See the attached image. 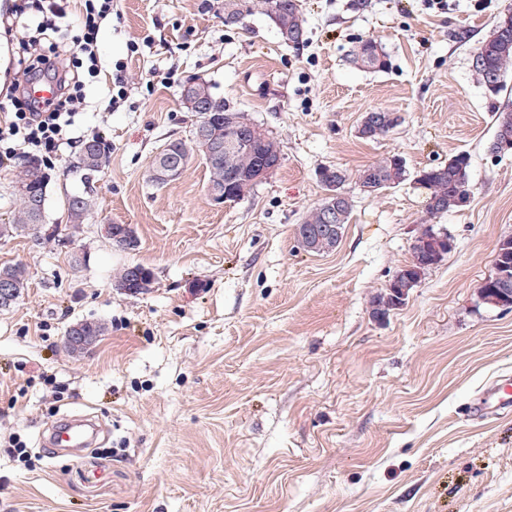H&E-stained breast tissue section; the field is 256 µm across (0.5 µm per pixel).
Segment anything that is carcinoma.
I'll use <instances>...</instances> for the list:
<instances>
[{
	"label": "carcinoma",
	"instance_id": "obj_1",
	"mask_svg": "<svg viewBox=\"0 0 512 512\" xmlns=\"http://www.w3.org/2000/svg\"><path fill=\"white\" fill-rule=\"evenodd\" d=\"M250 0H224V26L235 27L243 23L252 14L246 9ZM474 56L475 69L480 81L492 95H498L507 88L506 77L512 69V14H506L496 22L488 39L477 48ZM351 62L366 71L382 72L389 68V59L383 48L372 38L361 39L352 51ZM194 96L208 105L213 117V132L224 139V111L229 105L216 97L211 86L200 79L193 85ZM497 130L495 139L512 140V110L505 108L496 114ZM391 132L390 125L384 120L369 119L359 130L361 137L377 139ZM96 149L92 161H87L83 152H78L77 169L82 174L86 191L74 194L68 199L69 227L73 230L84 223L93 207L90 179L100 173L110 153V145L100 139H92ZM281 152L277 140L272 134L257 124L252 130L250 144L237 150L231 157L225 154L204 160L208 173V185L224 188V181L230 176L240 177L259 164L264 158ZM470 160L465 155H456L439 166L424 168L417 172L420 188L425 190L426 211L429 215L449 212L464 207V196L470 193ZM410 179L406 164L398 156L383 157L358 172V181L364 192L377 194L380 191L399 185ZM18 181L25 184L27 192L18 196L19 205L12 223L0 224V236L23 232L35 242L44 237L43 223H34L36 207L47 202V190L50 182L48 173L42 164L28 158L20 163ZM434 234L432 227H426L415 239L412 246L410 265L427 263L428 256L420 241ZM12 277L18 285V293H23L28 284V273L21 265L0 269V275Z\"/></svg>",
	"mask_w": 512,
	"mask_h": 512
}]
</instances>
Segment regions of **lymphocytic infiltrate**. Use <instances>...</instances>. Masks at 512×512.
Instances as JSON below:
<instances>
[{
	"label": "lymphocytic infiltrate",
	"mask_w": 512,
	"mask_h": 512,
	"mask_svg": "<svg viewBox=\"0 0 512 512\" xmlns=\"http://www.w3.org/2000/svg\"><path fill=\"white\" fill-rule=\"evenodd\" d=\"M66 9L64 0H32V20L18 18L14 21L16 29L32 33L30 62L22 72L23 77L51 70L57 80L52 98L40 100L27 95L13 100L12 112L0 121V142L5 145L0 152V162L10 159L17 143L25 145L29 155L41 158L73 147L77 141L73 134L75 117L85 99L82 86L71 71L84 68L88 73H95L97 36L103 20L112 14V0H83L78 14L82 36L69 60L61 62L42 53L41 37L57 30Z\"/></svg>",
	"instance_id": "lymphocytic-infiltrate-1"
}]
</instances>
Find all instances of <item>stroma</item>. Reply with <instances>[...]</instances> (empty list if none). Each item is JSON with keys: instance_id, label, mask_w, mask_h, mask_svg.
Masks as SVG:
<instances>
[{"instance_id": "obj_1", "label": "stroma", "mask_w": 512, "mask_h": 512, "mask_svg": "<svg viewBox=\"0 0 512 512\" xmlns=\"http://www.w3.org/2000/svg\"><path fill=\"white\" fill-rule=\"evenodd\" d=\"M301 3L308 40L295 49L258 8L228 28L222 0H114L77 117L79 135L111 145L94 210L63 242L0 238V266L29 271L0 310V512H512V414L469 412L512 378V309L478 298L512 237V153L488 151L512 73L494 96L473 66L512 0ZM367 37L387 71L351 63ZM27 59L21 34L0 28V103ZM119 65L128 93L115 105ZM197 78L282 148L235 202L210 200L199 159L176 181L149 179L155 154L190 137L198 116L181 88ZM375 109L401 123L362 139ZM393 154L413 173L468 155L470 203L432 218L414 181L365 193L357 170ZM76 155L51 158L47 224L65 223L84 189ZM324 166L347 170L352 213L336 248L312 254L296 228L325 194ZM108 224L130 225L137 248L112 246ZM428 225L454 249L373 320ZM130 264L152 272L147 293L114 288ZM84 321L106 332L70 353L66 330ZM73 415L102 424L93 446L44 447ZM16 438L28 460L8 454Z\"/></svg>"}]
</instances>
